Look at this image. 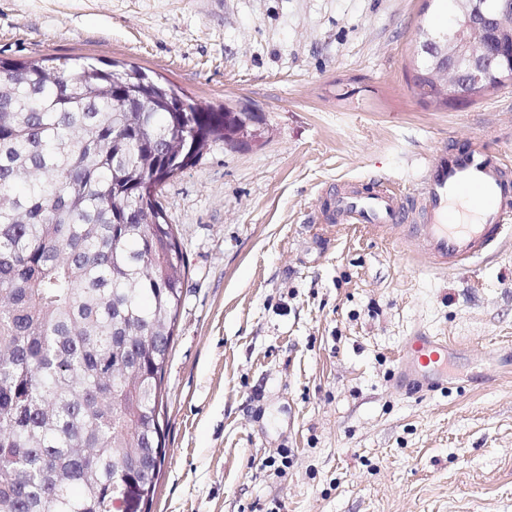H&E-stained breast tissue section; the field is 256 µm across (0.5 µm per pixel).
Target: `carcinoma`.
<instances>
[{
    "label": "carcinoma",
    "instance_id": "obj_1",
    "mask_svg": "<svg viewBox=\"0 0 512 512\" xmlns=\"http://www.w3.org/2000/svg\"><path fill=\"white\" fill-rule=\"evenodd\" d=\"M473 41L509 50L512 8ZM450 50L420 31L415 85L445 105ZM508 80L512 60L471 94ZM259 122L136 66L0 59V512H150L188 273L159 191Z\"/></svg>",
    "mask_w": 512,
    "mask_h": 512
}]
</instances>
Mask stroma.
Masks as SVG:
<instances>
[{
  "mask_svg": "<svg viewBox=\"0 0 512 512\" xmlns=\"http://www.w3.org/2000/svg\"><path fill=\"white\" fill-rule=\"evenodd\" d=\"M424 0H0V58L137 66L261 121L160 200L186 255L151 512H512V241L439 272L401 229L324 221L330 186L414 196L435 147L512 161V84H414ZM447 337L448 390L396 380Z\"/></svg>",
  "mask_w": 512,
  "mask_h": 512,
  "instance_id": "35a3bbf8",
  "label": "stroma"
}]
</instances>
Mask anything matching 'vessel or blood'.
I'll return each instance as SVG.
<instances>
[{
  "mask_svg": "<svg viewBox=\"0 0 512 512\" xmlns=\"http://www.w3.org/2000/svg\"><path fill=\"white\" fill-rule=\"evenodd\" d=\"M329 204L345 224L403 228L420 240L433 268L464 266L512 237V165L493 159L486 141L475 137L459 148L433 152L416 207H408L389 180L370 191L346 183L330 194ZM447 363V338L417 333L403 342L397 378L413 392H434L448 382Z\"/></svg>",
  "mask_w": 512,
  "mask_h": 512,
  "instance_id": "1",
  "label": "vessel or blood"
}]
</instances>
